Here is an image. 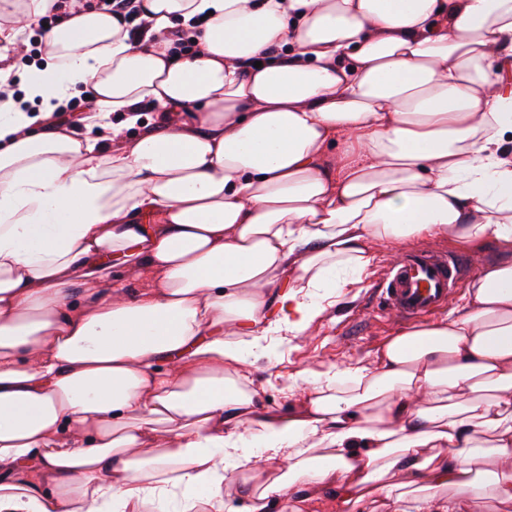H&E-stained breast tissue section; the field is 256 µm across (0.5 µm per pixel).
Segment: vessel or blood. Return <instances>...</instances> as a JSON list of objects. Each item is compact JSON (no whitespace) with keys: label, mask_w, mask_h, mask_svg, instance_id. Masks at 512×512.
<instances>
[{"label":"vessel or blood","mask_w":512,"mask_h":512,"mask_svg":"<svg viewBox=\"0 0 512 512\" xmlns=\"http://www.w3.org/2000/svg\"><path fill=\"white\" fill-rule=\"evenodd\" d=\"M467 263L464 257L409 251L385 266L380 304L400 320L412 321L447 307Z\"/></svg>","instance_id":"obj_1"}]
</instances>
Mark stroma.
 I'll return each mask as SVG.
<instances>
[{
    "instance_id": "obj_1",
    "label": "stroma",
    "mask_w": 512,
    "mask_h": 512,
    "mask_svg": "<svg viewBox=\"0 0 512 512\" xmlns=\"http://www.w3.org/2000/svg\"><path fill=\"white\" fill-rule=\"evenodd\" d=\"M389 256L377 250L369 275L355 288H340L335 302L319 319L312 336H294L282 355L253 358L244 371L245 384L257 388L265 407L285 412L296 408L297 397L284 387L296 383L305 388L308 371L345 368L357 362H373L380 345L404 324L383 310L376 299L379 275Z\"/></svg>"
}]
</instances>
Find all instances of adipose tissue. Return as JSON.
Here are the masks:
<instances>
[{"label": "adipose tissue", "instance_id": "adipose-tissue-1", "mask_svg": "<svg viewBox=\"0 0 512 512\" xmlns=\"http://www.w3.org/2000/svg\"><path fill=\"white\" fill-rule=\"evenodd\" d=\"M140 11L136 43L104 6L0 0V512L512 504V261L372 364L311 374L295 412L240 385L377 248L512 251V0ZM86 90L83 137L52 115Z\"/></svg>", "mask_w": 512, "mask_h": 512}]
</instances>
